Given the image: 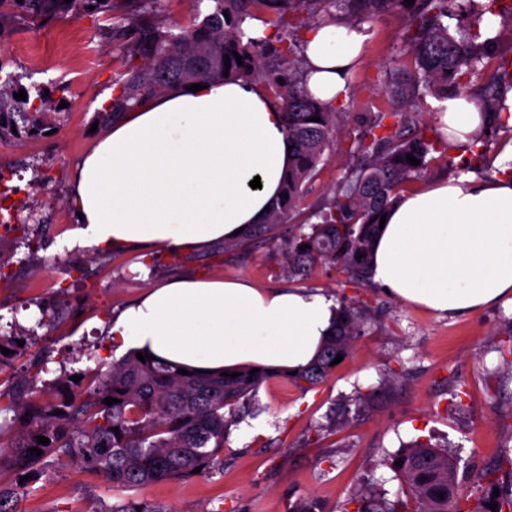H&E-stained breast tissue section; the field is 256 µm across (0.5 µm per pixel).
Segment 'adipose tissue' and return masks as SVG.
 I'll return each instance as SVG.
<instances>
[{"label":"adipose tissue","instance_id":"obj_1","mask_svg":"<svg viewBox=\"0 0 512 512\" xmlns=\"http://www.w3.org/2000/svg\"><path fill=\"white\" fill-rule=\"evenodd\" d=\"M365 37L343 20L304 37L306 86L346 99ZM282 107L264 84L232 79L179 90L113 123L73 172L81 218L67 236L103 251H173L232 238L264 223L291 161ZM450 142L470 144L484 117L470 100L442 101ZM492 177H454L401 194L373 248V280L389 295L442 316L512 301V144ZM260 188H248L252 178ZM337 322L325 295L247 279L176 278L146 290L110 329L120 346L200 372L241 365L307 367Z\"/></svg>","mask_w":512,"mask_h":512}]
</instances>
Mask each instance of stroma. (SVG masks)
Returning <instances> with one entry per match:
<instances>
[{"label":"stroma","instance_id":"35a3bbf8","mask_svg":"<svg viewBox=\"0 0 512 512\" xmlns=\"http://www.w3.org/2000/svg\"><path fill=\"white\" fill-rule=\"evenodd\" d=\"M128 8V0H110L78 18L17 8L0 23V60L11 66L19 85L36 82L48 89L54 105L39 119L43 134L0 138V168L16 174L10 204L41 217L24 231L0 227V256L7 261L0 280L6 325L0 333L10 334V321H25L38 306L50 314L24 353L0 367V391L8 392L36 362L47 363L54 377L82 373L90 354L105 365L120 359L109 334L112 319L171 277H244L268 288L305 289L338 304H359L363 334L351 354L310 391L284 374L263 383L251 401L252 414L231 426L221 466L123 496L149 512H294L311 501L322 512H357L362 489L396 495L401 482L385 461L421 436L449 448L459 459L464 493L480 495L477 475L512 447V376L495 371V347L512 318V303L442 317L387 295L375 283L359 285L324 267L302 280L289 278L282 226L247 250L228 251L220 241L178 253L63 247L65 228L76 222L68 198L71 175L96 137L107 132L96 126V111L111 98L112 79L122 69L112 15ZM356 25L367 36L366 55L339 106L350 126L384 107L378 79L389 62L411 66L402 50L403 13L364 17ZM33 41L41 49L35 69L21 51ZM484 138L487 149L480 159L471 148L451 144L433 152L427 170L407 182L406 190L465 173L492 176V162L512 142V130L491 129ZM36 159L44 162L41 183L34 182L30 168ZM352 162L345 145L325 151L322 170L302 202L303 217L332 199ZM360 392L365 398L358 404ZM123 496L102 475L63 461L52 464L34 489L20 491L18 507L106 512Z\"/></svg>","mask_w":512,"mask_h":512}]
</instances>
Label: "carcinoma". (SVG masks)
Masks as SVG:
<instances>
[{
  "label": "carcinoma",
  "mask_w": 512,
  "mask_h": 512,
  "mask_svg": "<svg viewBox=\"0 0 512 512\" xmlns=\"http://www.w3.org/2000/svg\"><path fill=\"white\" fill-rule=\"evenodd\" d=\"M22 2L33 13L67 11L74 15L103 7L99 0H0L3 8ZM159 0H137L131 14L112 18V40L122 50L124 70L113 80L115 94L98 110V121L108 126L130 110L152 99L173 93L195 82H223L231 78L258 80L281 100L283 130L294 161L284 182L281 199L263 224H255L242 237L228 243L230 250L246 249L270 235L284 219L292 218L307 182L319 172L325 150L334 145L341 127L339 112L315 98L304 81L305 60L298 32L316 24L345 17L353 24L360 17L406 8L405 0H194L193 24L181 28L166 22L154 4ZM457 0H419L406 15L402 43L413 63L412 75H383L382 87L388 107L371 112L348 132V152L359 159L358 168L345 177L327 209L315 214L317 222L288 225V274L302 278L318 266L333 268L350 281L365 284L370 278L373 241L380 219L403 192L410 179L425 172L427 155L438 144L426 129L416 128V103L422 93L441 98L448 94L470 96L472 71L484 61L495 63L492 82L478 108L488 115L487 127L499 125L502 91L512 88V56L497 52L495 17H512L507 0H464L474 5L473 21L458 33L448 26ZM264 13L267 28L247 30L244 23ZM242 56L238 65L235 55ZM230 68H225V58ZM51 106L40 87L27 93V100H14L11 90L0 87V126H28L32 115ZM320 121H314V118ZM420 160L414 166L407 160ZM309 245L302 250L300 246ZM362 257H357V254ZM19 328L0 336V366L22 351L18 341H29L35 328ZM363 323L357 307L338 309V322L315 359L291 379L304 389L313 388L332 375L337 355L347 357ZM508 338L496 347L502 361L497 368L512 370V327ZM179 366L162 360L140 361L130 351L106 372H100L78 392L80 383L57 378L46 386L37 402L12 393L0 412L11 414L0 423H17L20 430L8 444L0 441V473L6 471L14 483L32 487L55 461L76 460L100 473L112 488H145L206 470L219 463L224 437L238 408L246 406L257 388L276 376L262 368L235 369L232 378L219 373H178ZM119 402L107 405L104 399ZM62 414H56V411ZM119 432H114L113 428ZM42 435L50 443H38ZM37 447L38 456L28 452ZM403 460L400 466L395 461ZM389 466L402 482V493L390 502L370 492L361 494L358 512H512V492H499L496 472H512V454L506 452L495 469L479 481L485 491L469 503L459 493L458 461L448 450L417 439L389 456ZM15 489L0 484V512H19ZM495 503L492 510L488 504Z\"/></svg>",
  "instance_id": "cac0c4a2"
}]
</instances>
